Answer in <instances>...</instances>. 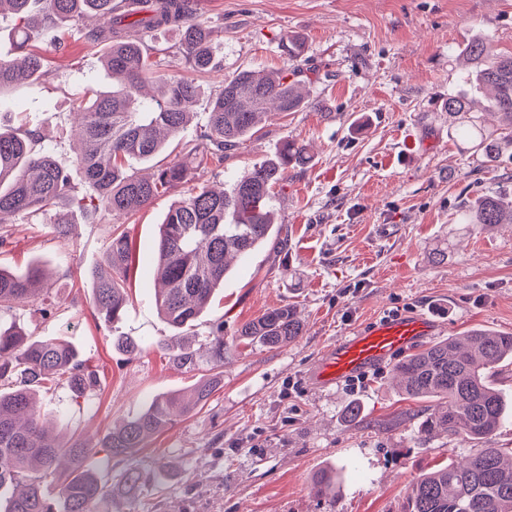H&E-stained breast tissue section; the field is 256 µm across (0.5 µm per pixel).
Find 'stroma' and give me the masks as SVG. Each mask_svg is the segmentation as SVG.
Returning <instances> with one entry per match:
<instances>
[{"instance_id": "35a3bbf8", "label": "stroma", "mask_w": 512, "mask_h": 512, "mask_svg": "<svg viewBox=\"0 0 512 512\" xmlns=\"http://www.w3.org/2000/svg\"><path fill=\"white\" fill-rule=\"evenodd\" d=\"M215 32L220 65L200 74L185 65L177 31L145 30L169 72L191 79L198 97L193 124H204L225 78L242 70L311 72L306 104L274 115L222 167L195 173L198 186H221L273 158L282 142L307 146L309 162L290 167L274 209L287 225L285 246H265L229 274L205 312L192 347L224 327V379L207 403L176 417L135 456L147 482L137 499L116 494L125 460L95 454L89 465L114 494L108 512H401L412 485L430 470L463 460L472 442L422 437L421 419L441 407L414 400L385 365L359 391L319 387L308 375L324 352L373 319L417 312L441 324L439 340L482 327L512 333V224L468 234L460 211L477 197L512 186V164L488 168L448 138L449 93L468 68L460 50L489 37L512 53V0H199ZM302 39L297 60L280 47ZM66 51L50 33L36 40L43 77L0 93V127H38L61 162L76 143L68 132L87 88L107 91L112 79L102 49L72 30ZM180 186L138 212L116 219L75 218L59 237L62 209L19 214L1 229L0 268L20 274L42 266L58 301L41 317L32 302L0 314L31 336L61 337L99 370L88 397L66 385L40 392L38 411L63 440L98 445L113 423L141 414L155 398L191 388L209 369L178 367L157 347L171 330L154 301L159 227ZM126 232L136 262L126 282L122 319L93 317L92 274L103 263L113 230ZM447 245L448 259L433 260ZM296 306L304 323L296 341L268 348L244 343L237 329L266 310ZM136 341L129 357L116 337ZM295 389H288L289 381ZM361 406L347 417L349 404ZM331 470L334 491L318 495L313 474Z\"/></svg>"}]
</instances>
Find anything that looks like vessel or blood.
I'll return each mask as SVG.
<instances>
[{
	"label": "vessel or blood",
	"mask_w": 512,
	"mask_h": 512,
	"mask_svg": "<svg viewBox=\"0 0 512 512\" xmlns=\"http://www.w3.org/2000/svg\"><path fill=\"white\" fill-rule=\"evenodd\" d=\"M438 332L437 324L419 316L385 318L337 341L311 374L318 386H329L368 373L395 355L426 344Z\"/></svg>",
	"instance_id": "obj_1"
}]
</instances>
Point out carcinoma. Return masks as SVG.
I'll return each instance as SVG.
<instances>
[{
    "label": "carcinoma",
    "mask_w": 512,
    "mask_h": 512,
    "mask_svg": "<svg viewBox=\"0 0 512 512\" xmlns=\"http://www.w3.org/2000/svg\"><path fill=\"white\" fill-rule=\"evenodd\" d=\"M32 2L0 0V13L10 11L17 49L24 53L19 64L0 59V92L42 73L44 59L32 49L37 33L28 21ZM38 2L53 31L55 49L68 48L66 29L88 15L100 24L85 33L86 40L107 44L102 64L112 74V90L88 89L89 97L76 112L81 124L75 164L94 195L79 194L68 167L35 131L0 130V223L8 215L46 213L62 200L87 212L129 215L189 181L194 169L211 161L223 163L224 149L239 146L271 112H295L304 104L298 81L285 72L241 71L224 79L206 124L186 137L187 103L195 99L198 87L182 76L156 71L150 49L135 32L179 27L190 67L199 73L215 69L214 31L198 18L197 0ZM462 56L474 67L464 80L467 88L448 95V135L494 167L506 157L512 160V54L497 53L493 40L483 37L471 42ZM150 80L159 95L144 97L141 88ZM475 94L486 97V110L498 115L499 127L488 128L473 112ZM170 138L181 144L177 161L150 178L129 171V160L154 158ZM307 159L304 145L287 140L276 159L254 166L229 187H199L169 208L157 243L162 287L155 291V304L174 331L196 326L224 285L232 261L287 235L284 225L274 223L272 203L286 168ZM461 223L469 232L512 224V196L497 191L483 195L463 211ZM134 263L128 235L113 232L106 261L92 281L94 311L108 322L126 311L124 282ZM41 280L36 265L19 275L0 269V310L28 299L41 301L43 315L52 314L56 302L44 293ZM302 331L295 307L288 304L242 324L237 336L281 347ZM209 353V374L195 385L191 398H156L143 413L112 428L102 444L109 458L132 459L171 421L173 409L186 414L209 400L224 377L222 323L210 340ZM508 360L512 334L474 328L395 365L408 396L447 404V411L424 417L422 435L482 444L465 461L422 475L412 486L405 512H512V452L491 443L508 414L492 376ZM63 380L74 397L82 398L97 385L98 374L66 341L31 340L15 326L0 323V387H7L0 391V512H100V505L112 496L89 465L95 450L78 436L64 443L53 439L35 408V389ZM48 481L58 486L54 502L42 493ZM121 482L137 489L141 470L128 465Z\"/></svg>",
    "instance_id": "1"
}]
</instances>
